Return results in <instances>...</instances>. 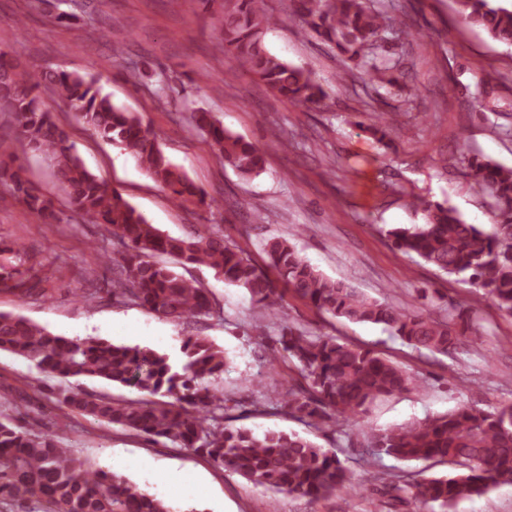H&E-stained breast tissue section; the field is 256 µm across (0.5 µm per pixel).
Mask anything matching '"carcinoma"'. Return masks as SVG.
Returning a JSON list of instances; mask_svg holds the SVG:
<instances>
[{
  "mask_svg": "<svg viewBox=\"0 0 512 512\" xmlns=\"http://www.w3.org/2000/svg\"><path fill=\"white\" fill-rule=\"evenodd\" d=\"M457 12L498 45L512 47V4L505 0H453ZM224 48L247 66L272 97L296 105H318L326 94L311 72L269 54L265 29L280 22L265 0H224ZM300 29L333 45L369 83L395 85L402 61L386 44L415 38L366 0H293L288 13ZM42 89L57 99L89 131L134 156L147 173L172 194L173 202H204L203 191L174 166L141 117L112 103L94 79L62 69L30 71L21 57L0 51V112L14 119L16 138L45 156L65 188L74 210L101 224L112 250L94 247L112 266V300L142 307L175 323L217 317L224 309L207 289L183 274L204 265L225 283L245 290L262 308L291 293L319 312L353 323L381 324L417 351L446 356L471 329L473 316L448 309L434 316L418 309L370 299L352 285L326 277L288 239L264 243L268 265H258L210 228L188 236L161 232L116 189L90 172L40 102ZM190 120L206 134L213 153L247 179L264 169L260 149L227 130L208 112ZM377 141L390 137L382 117L365 126ZM471 188L491 198L493 229L467 222L445 203L411 196L407 207L423 215L418 224L387 231L392 247L484 291L497 308L512 315V167L479 156L459 159ZM0 187L43 224L60 221L53 200L28 177L24 162L0 156ZM63 272L38 260L21 245L0 247V292L36 300L46 297L38 284ZM279 360L291 363L299 378L288 379L280 407L308 426H338L364 414L377 399L417 387L402 365L377 351L337 336L315 335L284 325ZM0 351L32 362L39 373L62 382L83 379L133 388L135 400L64 387L57 402L71 413L119 426L154 441L163 438L206 457L215 465L276 493L320 499L349 481L334 453L297 433H256L226 424L230 399L219 387L227 365L224 350L209 337L183 339L174 362L150 348L116 344L95 336L70 339L54 334L21 314L0 311ZM409 463L456 465L448 475H420L411 483L393 480L388 489L428 512H454L464 499L500 485H512V405L481 411L460 405L423 421L372 430L364 461L380 455ZM27 512H171L162 499L126 478L93 469L59 446L55 437L15 423L0 413V502Z\"/></svg>",
  "mask_w": 512,
  "mask_h": 512,
  "instance_id": "cac0c4a2",
  "label": "carcinoma"
}]
</instances>
